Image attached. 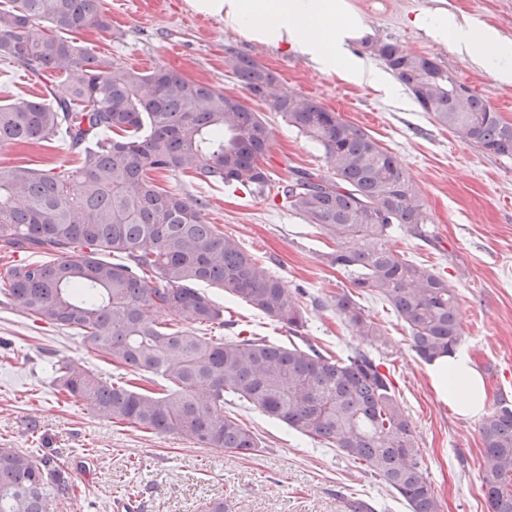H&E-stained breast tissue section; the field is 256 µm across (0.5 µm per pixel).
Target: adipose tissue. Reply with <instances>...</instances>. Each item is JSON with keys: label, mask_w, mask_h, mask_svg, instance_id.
<instances>
[{"label": "adipose tissue", "mask_w": 512, "mask_h": 512, "mask_svg": "<svg viewBox=\"0 0 512 512\" xmlns=\"http://www.w3.org/2000/svg\"><path fill=\"white\" fill-rule=\"evenodd\" d=\"M191 9L223 20L247 41L291 52L319 71L382 90L390 85L383 73L353 51L372 35L350 0H188ZM416 24L435 40L448 43L460 56L512 85V39L492 25L445 7L417 15ZM439 400L457 414L474 419L486 406L485 382L462 350L434 359L428 366Z\"/></svg>", "instance_id": "adipose-tissue-1"}]
</instances>
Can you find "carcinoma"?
<instances>
[{"label": "carcinoma", "mask_w": 512, "mask_h": 512, "mask_svg": "<svg viewBox=\"0 0 512 512\" xmlns=\"http://www.w3.org/2000/svg\"><path fill=\"white\" fill-rule=\"evenodd\" d=\"M0 60L13 59L56 80L49 99L0 103V145H47L63 138L79 165L0 167V281L7 303L75 330L86 349L128 371L108 382L67 358L49 359L60 392L98 418L177 434L207 448L250 456L260 438L224 413L232 396L300 434L362 464L408 506L440 512L409 416L371 353L336 359L304 336L306 318L281 280L233 238L204 220L205 204L163 189L157 175H197L263 193L259 169L270 130L245 100L167 67L119 70L72 35L111 31L102 0H5ZM442 126L484 153L512 157L504 121L435 59L401 42L369 46ZM249 97L263 102L321 146L334 178L297 169L281 197L336 241L325 261L352 286L374 292L402 322L424 362L459 343L455 292L433 270L404 258L394 228L424 236L428 216L412 179L364 128L300 95L276 88L257 60H227ZM25 258L16 262L14 256ZM116 256L119 261H109ZM221 288L300 340L278 346L254 336H208L224 309L200 291ZM336 313L355 336L389 345L381 327L348 293ZM194 323L197 330L180 327ZM163 381L153 391L141 382ZM481 482L490 512H512V404L482 418ZM68 473L0 448V512H46L68 487Z\"/></svg>", "instance_id": "obj_1"}]
</instances>
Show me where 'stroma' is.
<instances>
[{
	"instance_id": "obj_1",
	"label": "stroma",
	"mask_w": 512,
	"mask_h": 512,
	"mask_svg": "<svg viewBox=\"0 0 512 512\" xmlns=\"http://www.w3.org/2000/svg\"><path fill=\"white\" fill-rule=\"evenodd\" d=\"M377 40L402 42L410 51L436 58L459 81L512 122V86L460 57L443 42L412 24L435 0H351ZM512 38V0H447ZM111 32L90 29L82 45L120 66L148 71L163 66L188 79L244 96L227 65L231 53L253 57L280 87L360 125L396 159L416 184L429 216L426 238L397 233V250L447 280L460 308V343L481 372L488 407L512 400V159L486 154L460 139L424 112L402 85L392 94L321 73L292 55L247 42L216 17H201L187 0H104ZM48 78L22 65L0 61V101L45 100ZM271 130L266 167L272 187L265 194L245 188L168 173L165 189L200 198L204 218L233 237L289 290L303 289L300 304L307 335L333 357L359 345L352 328L332 306L334 296L351 291L339 268L328 265L334 242L317 226L291 211L276 186L296 168L332 175L320 147L263 102L250 101ZM77 166L66 142L50 147L0 146V166ZM206 293L224 309L225 319L248 336L287 345L288 330L238 302L222 289ZM358 304L389 337L373 350L409 415L441 512H489L479 474L483 443L479 419L457 415L438 400L427 363L410 346L394 310L375 295ZM84 364L104 379L121 368L87 351L76 331L39 322L0 302V448L49 456L65 465L70 487L46 505L47 512H205L214 500L225 512H348L354 499L378 503L382 512H408L405 502L364 467L260 410L239 401L226 413L252 429L263 449L238 456L206 448L176 434H144L95 417L85 403L58 400L49 353ZM39 428L30 431L28 422Z\"/></svg>"
}]
</instances>
